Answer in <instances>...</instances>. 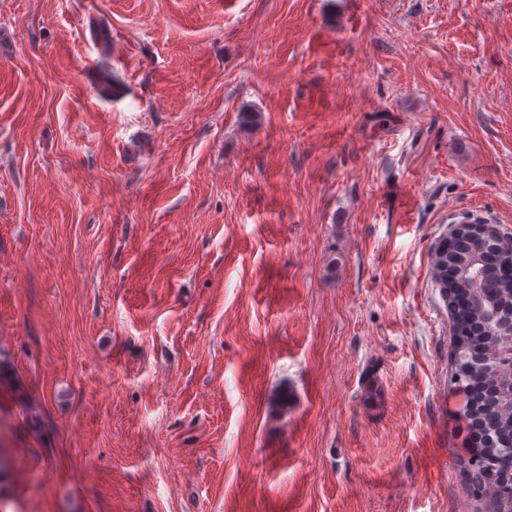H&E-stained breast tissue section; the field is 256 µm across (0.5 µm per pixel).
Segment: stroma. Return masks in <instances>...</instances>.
Segmentation results:
<instances>
[{
  "mask_svg": "<svg viewBox=\"0 0 512 512\" xmlns=\"http://www.w3.org/2000/svg\"><path fill=\"white\" fill-rule=\"evenodd\" d=\"M467 218L512 0H0V512H484Z\"/></svg>",
  "mask_w": 512,
  "mask_h": 512,
  "instance_id": "1",
  "label": "stroma"
}]
</instances>
